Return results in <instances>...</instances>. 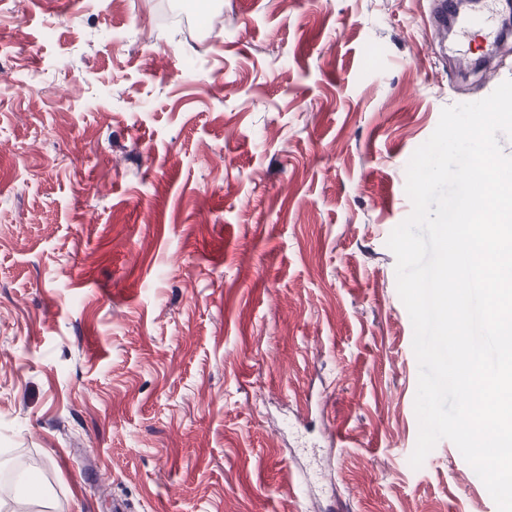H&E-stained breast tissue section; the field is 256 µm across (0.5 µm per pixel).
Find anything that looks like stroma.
<instances>
[{
	"label": "stroma",
	"mask_w": 512,
	"mask_h": 512,
	"mask_svg": "<svg viewBox=\"0 0 512 512\" xmlns=\"http://www.w3.org/2000/svg\"><path fill=\"white\" fill-rule=\"evenodd\" d=\"M161 1L199 14L0 0V477L39 464L0 512H497L448 440L409 463L387 240L512 53L470 82L434 0H212L190 38Z\"/></svg>",
	"instance_id": "obj_1"
}]
</instances>
